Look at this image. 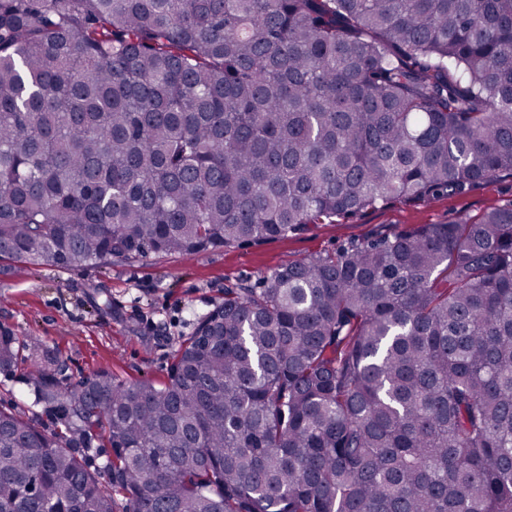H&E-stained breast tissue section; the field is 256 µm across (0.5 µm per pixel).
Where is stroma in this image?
<instances>
[{
	"label": "stroma",
	"instance_id": "1",
	"mask_svg": "<svg viewBox=\"0 0 512 512\" xmlns=\"http://www.w3.org/2000/svg\"><path fill=\"white\" fill-rule=\"evenodd\" d=\"M509 204L512 175H503L464 195L397 201L337 224L313 225L296 236L197 254L137 262L116 258L77 271L50 265L19 270L0 261V328L21 342L15 369L0 372V409L39 429L55 430V421L33 405L22 380L36 345L55 350L74 379L106 371L127 382L159 384L167 378L176 341L190 335L197 318L223 301L225 289L378 233L446 224Z\"/></svg>",
	"mask_w": 512,
	"mask_h": 512
}]
</instances>
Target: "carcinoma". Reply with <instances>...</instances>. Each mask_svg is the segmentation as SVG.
<instances>
[{
    "mask_svg": "<svg viewBox=\"0 0 512 512\" xmlns=\"http://www.w3.org/2000/svg\"><path fill=\"white\" fill-rule=\"evenodd\" d=\"M503 172L512 0H0V260L200 253ZM45 357L60 430L0 411V512H512V205L224 289L159 386Z\"/></svg>",
    "mask_w": 512,
    "mask_h": 512,
    "instance_id": "obj_1",
    "label": "carcinoma"
}]
</instances>
